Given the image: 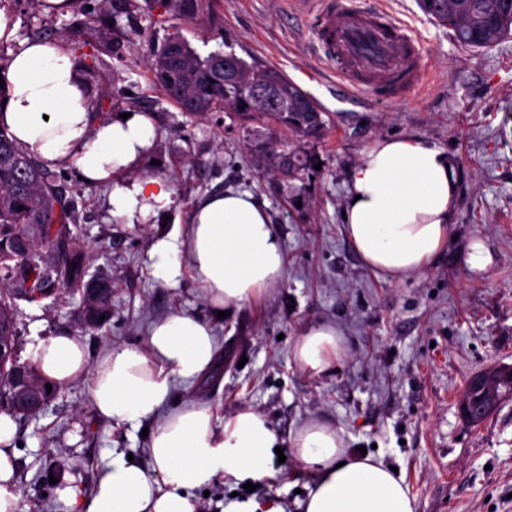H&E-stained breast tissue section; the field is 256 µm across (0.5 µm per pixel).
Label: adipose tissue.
<instances>
[{
    "label": "adipose tissue",
    "instance_id": "1",
    "mask_svg": "<svg viewBox=\"0 0 512 512\" xmlns=\"http://www.w3.org/2000/svg\"><path fill=\"white\" fill-rule=\"evenodd\" d=\"M94 92L68 44L24 41L0 66V126L30 157L50 168L75 167L85 183L108 184V212L142 224L169 208L167 179L138 171L153 146L155 127L142 112L94 116ZM458 199L452 155L416 137L377 140L354 167L344 201L348 240L370 270L403 281L423 270L447 245ZM152 278L175 283L189 270L212 312L242 307L277 287L285 250L266 204L233 189L193 203L188 224L151 245ZM220 352L213 322L176 309L152 322L140 346L111 347L90 358L80 336L39 339L30 360L62 387L90 381L97 414L112 428L151 427L147 460L113 450L86 497L66 491L71 512H199L193 492L221 478L262 484L275 472V449L316 478L300 512H417L402 474L382 457L347 447L343 431L312 420L288 439L270 421L243 407L219 417L212 407L171 405L175 380L209 373ZM345 352L337 325L304 328L293 347L297 365L313 375L332 371ZM17 426L0 412V512H22L16 479Z\"/></svg>",
    "mask_w": 512,
    "mask_h": 512
}]
</instances>
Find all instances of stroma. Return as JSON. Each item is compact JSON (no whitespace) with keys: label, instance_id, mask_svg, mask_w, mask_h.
I'll list each match as a JSON object with an SVG mask.
<instances>
[{"label":"stroma","instance_id":"1","mask_svg":"<svg viewBox=\"0 0 512 512\" xmlns=\"http://www.w3.org/2000/svg\"><path fill=\"white\" fill-rule=\"evenodd\" d=\"M366 2L387 8L421 40L425 81L405 101L357 102L337 90L335 74L315 57L307 0H216L206 26L158 21L145 0L119 16L117 30L107 33L112 51L91 83L104 96L105 116L152 117L156 136L142 172L168 177L174 203L168 217L123 224L106 212L110 185L88 186L67 168L65 195L79 212L73 232L93 258L92 271L112 278V320L81 328L82 296L72 290L18 302L17 359L27 362L35 337L58 333L80 336L94 357L112 346L141 345L149 323L184 309L214 321L222 356L211 374L176 382L179 404H207L223 418L249 407L284 436L313 419L340 427L349 448L375 447L402 472L417 512H512V396L479 424L459 407L471 377L512 366V40L467 47L426 16L418 0ZM0 10L15 23L12 40L0 41V65L18 41L70 42L96 24L85 0H74L65 15L45 14L40 0H0ZM174 32L200 55L232 52L278 69L314 98L327 123L324 137L308 146L320 169L296 180L271 172L259 148L289 133L262 117L183 116L149 83L146 69ZM397 136L421 137L449 152L459 188L452 240L402 282L363 264L342 218L363 152ZM226 188L267 202L286 266L277 288L217 320L190 274L171 286L153 281L150 248L163 230L186 224L199 195ZM474 240L492 257L481 272L464 262ZM320 322L342 330L346 350L336 371L315 376L294 363L292 348L303 328ZM15 420L24 512H67L64 491L90 493L113 448L147 456L140 430H114L99 418L85 379L57 390L43 412ZM59 464L66 467L62 481L49 483ZM311 481L289 458L255 494L280 493L289 507L296 489Z\"/></svg>","mask_w":512,"mask_h":512}]
</instances>
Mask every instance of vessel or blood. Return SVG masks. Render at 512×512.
Segmentation results:
<instances>
[{
    "mask_svg": "<svg viewBox=\"0 0 512 512\" xmlns=\"http://www.w3.org/2000/svg\"><path fill=\"white\" fill-rule=\"evenodd\" d=\"M311 27L317 58L334 66L348 96L393 103L408 99L422 85L419 38L382 7L318 0Z\"/></svg>",
    "mask_w": 512,
    "mask_h": 512,
    "instance_id": "b4317fda",
    "label": "vessel or blood"
}]
</instances>
